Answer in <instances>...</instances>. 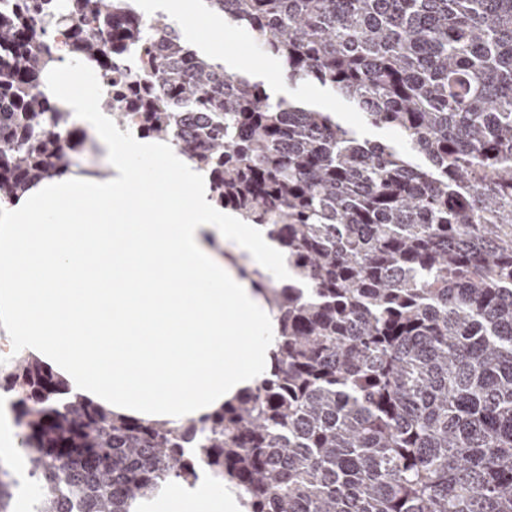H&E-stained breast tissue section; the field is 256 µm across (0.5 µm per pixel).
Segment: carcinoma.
I'll return each instance as SVG.
<instances>
[{"mask_svg": "<svg viewBox=\"0 0 512 512\" xmlns=\"http://www.w3.org/2000/svg\"><path fill=\"white\" fill-rule=\"evenodd\" d=\"M135 2L0 0V203L76 148L39 92L64 31L104 78L149 60L112 118L197 163L295 281H256L281 322L273 369L201 427L63 403L11 359L29 512H129L199 466L248 512H512V0H204L360 128ZM12 484L0 464V512ZM302 95L305 98L319 99L324 104L325 108L329 111L347 112L348 116H349V121H348L349 123L355 124L360 121V114H358L357 112H350L341 100L334 98V97L326 96L323 93V90L321 89V87H319L315 84H310V85L305 86L302 89Z\"/></svg>", "mask_w": 512, "mask_h": 512, "instance_id": "cac0c4a2", "label": "carcinoma"}]
</instances>
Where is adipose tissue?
<instances>
[{"label": "adipose tissue", "mask_w": 512, "mask_h": 512, "mask_svg": "<svg viewBox=\"0 0 512 512\" xmlns=\"http://www.w3.org/2000/svg\"><path fill=\"white\" fill-rule=\"evenodd\" d=\"M58 55L42 89L101 164L57 169L0 204V330L65 399L170 427L200 421L270 373L279 324L254 279L278 285L293 271L175 147L114 126L100 83L74 86V58ZM130 512L247 509L232 482L202 471Z\"/></svg>", "instance_id": "ef3b65f1"}]
</instances>
